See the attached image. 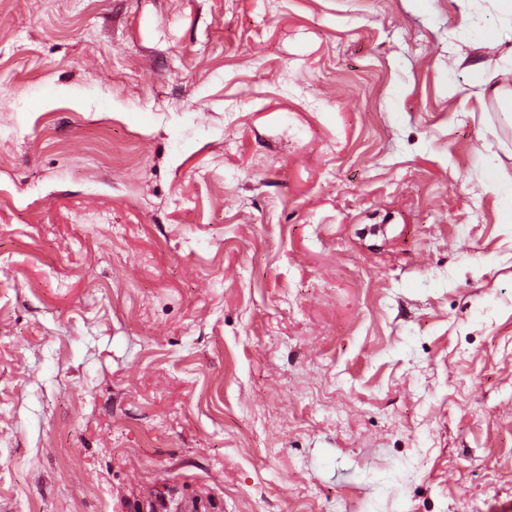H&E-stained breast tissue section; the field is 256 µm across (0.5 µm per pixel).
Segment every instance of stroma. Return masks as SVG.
<instances>
[{
  "instance_id": "1",
  "label": "stroma",
  "mask_w": 512,
  "mask_h": 512,
  "mask_svg": "<svg viewBox=\"0 0 512 512\" xmlns=\"http://www.w3.org/2000/svg\"><path fill=\"white\" fill-rule=\"evenodd\" d=\"M512 512V17L0 0V512Z\"/></svg>"
}]
</instances>
